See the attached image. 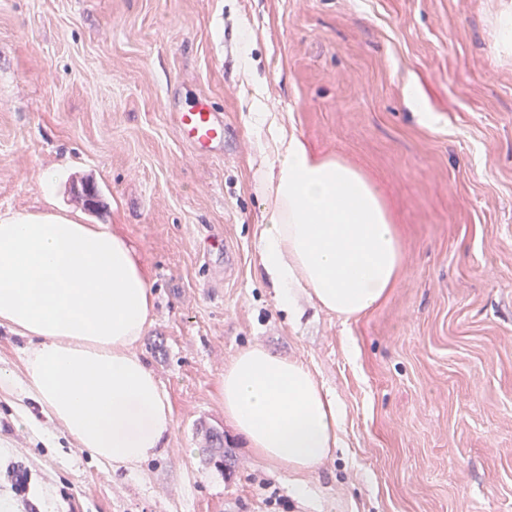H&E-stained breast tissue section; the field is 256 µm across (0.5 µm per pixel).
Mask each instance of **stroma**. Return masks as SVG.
Segmentation results:
<instances>
[{"label": "stroma", "mask_w": 512, "mask_h": 512, "mask_svg": "<svg viewBox=\"0 0 512 512\" xmlns=\"http://www.w3.org/2000/svg\"><path fill=\"white\" fill-rule=\"evenodd\" d=\"M498 7L0 0V213L43 209L53 170L61 207L125 235L155 288L139 350L174 412L164 455L116 472L1 389L12 512L17 464L39 512H512V55L495 44ZM244 31L266 107L364 172L394 216L401 273L357 318L310 305L293 323L262 276ZM202 94L224 114L217 158L195 156L171 118ZM216 237L232 262L211 253ZM252 344L306 363L344 413L343 446L301 500L224 417V366ZM210 430L223 463L202 457Z\"/></svg>", "instance_id": "obj_1"}]
</instances>
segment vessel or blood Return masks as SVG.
<instances>
[{
    "mask_svg": "<svg viewBox=\"0 0 512 512\" xmlns=\"http://www.w3.org/2000/svg\"><path fill=\"white\" fill-rule=\"evenodd\" d=\"M176 126L182 139L200 155L222 151L224 115L215 111L209 99H200L190 108L176 112Z\"/></svg>",
    "mask_w": 512,
    "mask_h": 512,
    "instance_id": "obj_1",
    "label": "vessel or blood"
}]
</instances>
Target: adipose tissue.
Here are the masks:
<instances>
[{"mask_svg": "<svg viewBox=\"0 0 512 512\" xmlns=\"http://www.w3.org/2000/svg\"><path fill=\"white\" fill-rule=\"evenodd\" d=\"M250 125L266 157L259 260L277 306L306 292L354 318L377 305L402 268L399 236L379 188L341 159L316 155L281 114L255 101ZM154 291L126 239L106 224L50 207L0 217V325L27 341L24 395L71 444L132 471L172 432L167 393L138 345ZM224 416L248 448L296 476V497L342 442V416L310 368L260 345L239 350L221 379Z\"/></svg>", "mask_w": 512, "mask_h": 512, "instance_id": "1", "label": "adipose tissue"}]
</instances>
